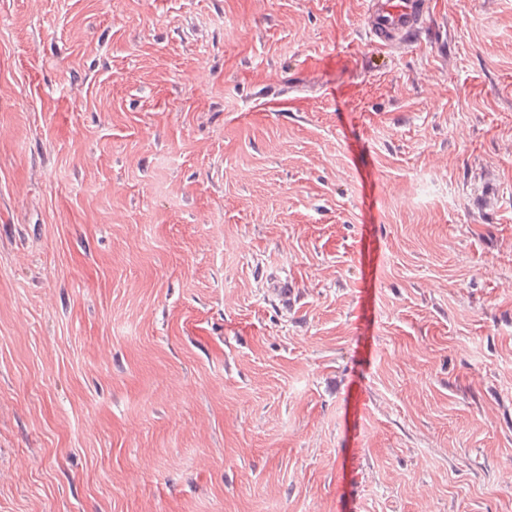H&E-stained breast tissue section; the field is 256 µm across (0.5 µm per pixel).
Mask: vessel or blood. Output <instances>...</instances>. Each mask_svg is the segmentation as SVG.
<instances>
[{"instance_id": "1", "label": "vessel or blood", "mask_w": 512, "mask_h": 512, "mask_svg": "<svg viewBox=\"0 0 512 512\" xmlns=\"http://www.w3.org/2000/svg\"><path fill=\"white\" fill-rule=\"evenodd\" d=\"M424 0H369L365 27L383 42L414 32L421 23Z\"/></svg>"}]
</instances>
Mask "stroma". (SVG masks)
I'll use <instances>...</instances> for the list:
<instances>
[{
    "mask_svg": "<svg viewBox=\"0 0 512 512\" xmlns=\"http://www.w3.org/2000/svg\"><path fill=\"white\" fill-rule=\"evenodd\" d=\"M0 0V512H512V0ZM423 0H370L365 15V28L371 36L383 42L404 38L421 23Z\"/></svg>",
    "mask_w": 512,
    "mask_h": 512,
    "instance_id": "obj_1",
    "label": "stroma"
}]
</instances>
